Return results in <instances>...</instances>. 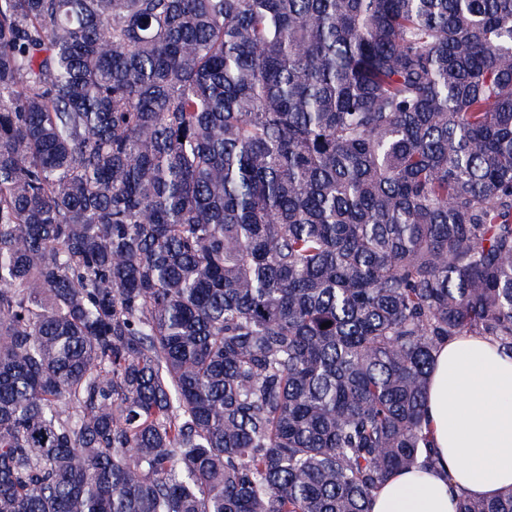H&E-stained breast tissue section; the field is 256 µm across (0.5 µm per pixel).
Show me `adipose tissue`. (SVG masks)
Here are the masks:
<instances>
[{
	"label": "adipose tissue",
	"mask_w": 512,
	"mask_h": 512,
	"mask_svg": "<svg viewBox=\"0 0 512 512\" xmlns=\"http://www.w3.org/2000/svg\"><path fill=\"white\" fill-rule=\"evenodd\" d=\"M433 461L394 474L370 512H455L454 490L490 498L512 486V356L480 336L438 348L426 397Z\"/></svg>",
	"instance_id": "adipose-tissue-1"
}]
</instances>
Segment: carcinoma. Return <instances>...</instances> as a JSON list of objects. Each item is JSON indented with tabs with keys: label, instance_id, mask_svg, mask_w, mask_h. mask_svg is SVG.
I'll use <instances>...</instances> for the list:
<instances>
[{
	"label": "carcinoma",
	"instance_id": "cac0c4a2",
	"mask_svg": "<svg viewBox=\"0 0 512 512\" xmlns=\"http://www.w3.org/2000/svg\"><path fill=\"white\" fill-rule=\"evenodd\" d=\"M461 335L512 0H0V512H370Z\"/></svg>",
	"mask_w": 512,
	"mask_h": 512
}]
</instances>
